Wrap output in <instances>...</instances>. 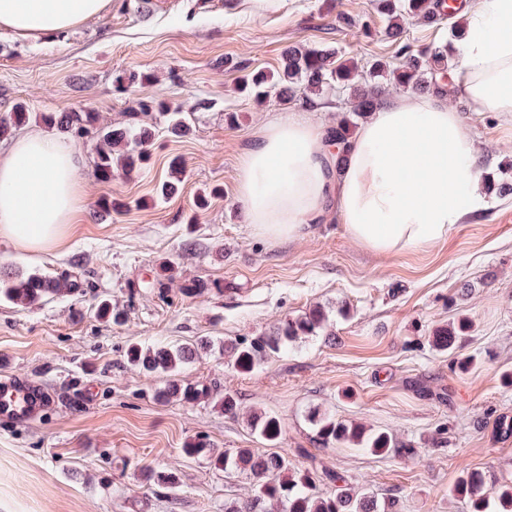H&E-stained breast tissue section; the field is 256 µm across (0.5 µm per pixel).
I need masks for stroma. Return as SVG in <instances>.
Listing matches in <instances>:
<instances>
[{"label": "stroma", "mask_w": 512, "mask_h": 512, "mask_svg": "<svg viewBox=\"0 0 512 512\" xmlns=\"http://www.w3.org/2000/svg\"><path fill=\"white\" fill-rule=\"evenodd\" d=\"M151 4L143 18L133 0H112L101 16L34 43L0 31V114L26 103L25 130L44 132L42 112L85 109L118 123L141 99L211 103L192 114L184 136L150 120L148 167L107 183L96 176L90 146L73 140L82 205L60 240L31 251L0 239V271L70 274L82 283L35 306L0 301V377L39 379L53 396L34 420H0V512H224L225 502L247 497L250 480L186 456L185 444L198 438L220 452L270 450L297 470L336 471L389 512H463L453 488L465 467L491 484L512 482V435L499 429L512 423V386L502 378L512 371V196L485 192V208L447 238L386 255L357 243L332 207L289 239L244 221L241 165L265 121L294 112L326 127L336 100L259 107L235 93L240 70L278 69L283 51L298 45L395 58L373 0H275L262 10L252 0ZM141 71L156 81L115 90V73ZM448 104L468 116L483 175L501 178L512 161V119L469 113L457 94ZM228 112L237 113V126L226 124ZM174 159L184 179L175 195L159 197ZM216 186L223 195L194 212L197 195ZM104 197L122 205L106 219L96 215ZM163 261L177 278L156 289L150 282ZM197 280L207 289L184 295L182 284ZM103 297L126 310L122 324L98 320L94 306ZM316 304L333 314V334L301 337L252 373L232 369L224 344ZM461 316L472 323L465 371L428 342ZM203 339L213 349L201 350L179 378L237 395L238 417L212 403L158 402L166 375L139 372L124 357L133 343ZM312 409L389 430L416 453L322 447L307 420ZM253 410L279 418L276 444L253 434L246 417ZM168 473L177 488L162 483Z\"/></svg>", "instance_id": "35a3bbf8"}]
</instances>
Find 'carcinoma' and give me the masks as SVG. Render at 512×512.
Wrapping results in <instances>:
<instances>
[{
	"instance_id": "cac0c4a2",
	"label": "carcinoma",
	"mask_w": 512,
	"mask_h": 512,
	"mask_svg": "<svg viewBox=\"0 0 512 512\" xmlns=\"http://www.w3.org/2000/svg\"><path fill=\"white\" fill-rule=\"evenodd\" d=\"M461 7H453L444 0H377V11L385 18L384 34L394 42L401 41L402 21L410 17L417 21L433 23L448 21L451 36L461 37L457 14ZM403 60L395 64L384 59H373L360 66L356 63L335 64L336 52L294 47L283 56L282 67L273 73L256 71L243 76L238 88L241 93L262 103L272 99L298 101L313 105V97L331 94L343 95L344 104L338 107L336 122L326 131V139L336 147V174H341L346 163V151L353 131L380 108L385 92L413 90L435 97L448 96V83L453 66L448 61L447 47H432L412 51L401 46ZM151 72L118 73L113 77L115 88L126 92L136 82L152 81ZM167 118L171 132L181 133L190 129L184 111L165 101H141L129 114L124 124L106 122L103 117L89 110L70 112H42V123L57 133L85 140L93 145L94 166L97 178L109 182L118 173L130 174L145 167L152 156L151 132L141 118L152 113ZM30 118L25 105L19 103L14 111L0 117V137L10 133ZM183 170L179 163L171 165L170 179L163 182L160 192L172 195L179 189ZM79 284L68 276H46L37 273L5 272L0 275V297L28 306L41 303L49 296L71 295ZM97 315L114 324L123 321L124 312L104 300L97 307ZM329 321L324 307L314 306L303 315L285 320L266 334L231 344L232 368L240 374L254 371L268 355L288 349L301 336H312L324 329ZM470 328V322L461 319L457 324L437 328L433 346L441 352H454L457 342ZM197 349L189 345L150 349L132 343L126 351L127 363L145 372L174 373L190 363ZM157 399L184 403L216 402L224 414L237 416L241 404L235 395H222L206 385H184L173 378L156 393ZM311 423L316 437L325 447L347 445L362 448L375 456L411 454L413 449L400 448L394 435L387 430L367 429L360 424H347L333 415L313 413ZM251 429L269 443L275 442L282 429L279 418L267 412L249 415ZM189 455L204 453L214 469L221 472H242L249 476L251 494L243 501L227 502L224 512H268V506L279 504L286 512H382L377 501L368 492L350 493L345 489L332 496L316 494V482L336 483L330 471L293 470L288 460L276 453L259 454L252 448H238L233 452L215 454L202 440L184 448ZM454 494L463 499L467 512H512V483L487 485L485 476L477 470L462 469Z\"/></svg>"
}]
</instances>
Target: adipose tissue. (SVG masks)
<instances>
[{"instance_id": "obj_1", "label": "adipose tissue", "mask_w": 512, "mask_h": 512, "mask_svg": "<svg viewBox=\"0 0 512 512\" xmlns=\"http://www.w3.org/2000/svg\"><path fill=\"white\" fill-rule=\"evenodd\" d=\"M111 0H0V29L40 40L100 15ZM452 87L472 111L512 116V0H472ZM322 129L300 115L272 117L241 168L247 223L298 236L327 204L350 235L380 253L429 247L480 209V148L459 112L437 97L385 101L351 141L339 179ZM80 169L67 142L18 137L0 155V238L30 249L54 244L79 209Z\"/></svg>"}]
</instances>
